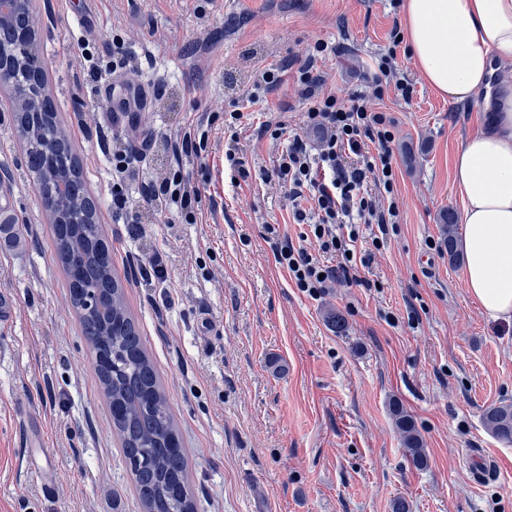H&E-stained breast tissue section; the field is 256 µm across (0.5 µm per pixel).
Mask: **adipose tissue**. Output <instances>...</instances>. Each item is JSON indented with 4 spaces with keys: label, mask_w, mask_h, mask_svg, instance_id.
I'll list each match as a JSON object with an SVG mask.
<instances>
[{
    "label": "adipose tissue",
    "mask_w": 512,
    "mask_h": 512,
    "mask_svg": "<svg viewBox=\"0 0 512 512\" xmlns=\"http://www.w3.org/2000/svg\"><path fill=\"white\" fill-rule=\"evenodd\" d=\"M404 37L421 77L453 103L493 100L495 116L459 144L463 275L489 318L512 319V85L491 97L494 65L512 64V0H402Z\"/></svg>",
    "instance_id": "obj_1"
}]
</instances>
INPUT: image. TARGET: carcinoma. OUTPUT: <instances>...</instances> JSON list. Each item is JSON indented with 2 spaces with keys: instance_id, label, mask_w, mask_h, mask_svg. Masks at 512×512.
I'll list each match as a JSON object with an SVG mask.
<instances>
[{
  "instance_id": "1",
  "label": "carcinoma",
  "mask_w": 512,
  "mask_h": 512,
  "mask_svg": "<svg viewBox=\"0 0 512 512\" xmlns=\"http://www.w3.org/2000/svg\"><path fill=\"white\" fill-rule=\"evenodd\" d=\"M33 30L30 8L19 6L6 24L0 23V57L15 59L16 90L35 99V109L14 115L25 144L24 165L42 200L54 204L49 212L58 261L68 274V306L79 316L94 357L110 355L109 365L96 364L108 404L112 429L126 459L137 461L131 474L143 512H194L187 459L156 368L141 331L128 310L124 285L112 264V249L96 222L98 202L86 182L65 134L55 100L45 90V72L16 55V32ZM448 260H458L457 222L453 213L439 216ZM96 304L85 305L88 293ZM403 448L412 462L423 467L427 456L411 416L399 404L392 406ZM483 423L504 444H512V404L487 408Z\"/></svg>"
}]
</instances>
